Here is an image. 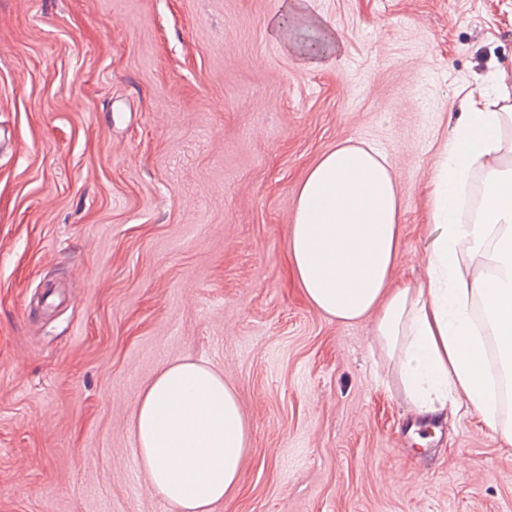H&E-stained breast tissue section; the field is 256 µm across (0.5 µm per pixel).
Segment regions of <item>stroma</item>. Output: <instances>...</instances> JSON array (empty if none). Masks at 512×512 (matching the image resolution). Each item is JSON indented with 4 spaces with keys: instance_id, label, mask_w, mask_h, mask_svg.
Listing matches in <instances>:
<instances>
[{
    "instance_id": "stroma-1",
    "label": "stroma",
    "mask_w": 512,
    "mask_h": 512,
    "mask_svg": "<svg viewBox=\"0 0 512 512\" xmlns=\"http://www.w3.org/2000/svg\"><path fill=\"white\" fill-rule=\"evenodd\" d=\"M341 42L310 66L271 23ZM512 73V0H0V512H172L133 413L189 358L249 426L211 512H512V447L421 425L375 320L291 275L299 186L346 141L404 189L391 284L422 281L431 180L471 90Z\"/></svg>"
}]
</instances>
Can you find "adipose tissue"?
Segmentation results:
<instances>
[{"label":"adipose tissue","mask_w":512,"mask_h":512,"mask_svg":"<svg viewBox=\"0 0 512 512\" xmlns=\"http://www.w3.org/2000/svg\"><path fill=\"white\" fill-rule=\"evenodd\" d=\"M316 21L278 20L273 30L318 65L340 45L330 30L311 51L297 37ZM442 149L432 182L436 235L425 277L393 288L401 254L403 191L389 160L345 142L309 169L288 238L291 274L319 312L349 323L371 315L375 342L396 365L416 413L432 419L467 409L512 445L497 380L512 382V74L495 70ZM481 194L462 221L466 190ZM137 455L155 493L178 512H210L235 491L249 426L235 390L210 365L184 359L147 385L134 413Z\"/></svg>","instance_id":"adipose-tissue-1"}]
</instances>
